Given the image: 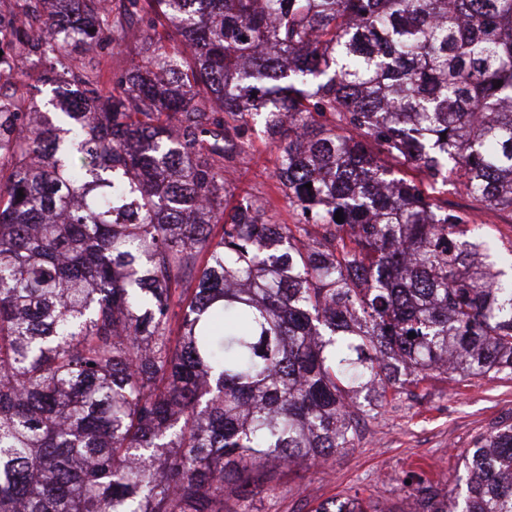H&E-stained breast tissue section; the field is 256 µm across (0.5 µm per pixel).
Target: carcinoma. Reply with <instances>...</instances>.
<instances>
[{
  "instance_id": "cac0c4a2",
  "label": "carcinoma",
  "mask_w": 512,
  "mask_h": 512,
  "mask_svg": "<svg viewBox=\"0 0 512 512\" xmlns=\"http://www.w3.org/2000/svg\"><path fill=\"white\" fill-rule=\"evenodd\" d=\"M32 2L0 0V512H249L388 392L512 375V262L416 180L512 212V0H50L38 42ZM81 44L130 56L111 90ZM256 126L296 224L228 203ZM463 467L407 471L412 512H512V424Z\"/></svg>"
}]
</instances>
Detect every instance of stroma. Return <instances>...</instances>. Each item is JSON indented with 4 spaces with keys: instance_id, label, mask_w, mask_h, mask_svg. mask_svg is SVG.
<instances>
[{
    "instance_id": "obj_1",
    "label": "stroma",
    "mask_w": 512,
    "mask_h": 512,
    "mask_svg": "<svg viewBox=\"0 0 512 512\" xmlns=\"http://www.w3.org/2000/svg\"><path fill=\"white\" fill-rule=\"evenodd\" d=\"M276 155L274 145L255 139L237 164L231 191L237 197L271 194L272 223L291 224L295 209L274 194ZM447 199L451 209L476 213L492 241H512V214L479 209L474 199L455 190ZM503 422L512 423V380L440 375L421 384L416 394L388 397L377 414L360 419L352 448L325 464L275 474L276 504L259 494L253 507L255 512H311L322 500L357 491L386 508L401 504L405 493L398 478L413 468L455 486L465 452Z\"/></svg>"
}]
</instances>
